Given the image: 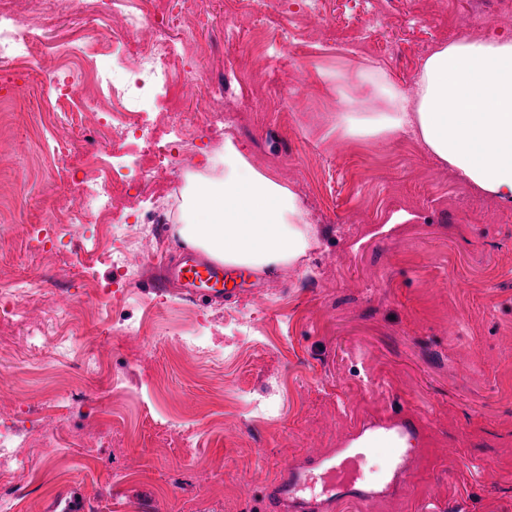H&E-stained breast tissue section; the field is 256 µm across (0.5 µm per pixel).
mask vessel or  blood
<instances>
[{
    "label": "vessel or blood",
    "mask_w": 512,
    "mask_h": 512,
    "mask_svg": "<svg viewBox=\"0 0 512 512\" xmlns=\"http://www.w3.org/2000/svg\"><path fill=\"white\" fill-rule=\"evenodd\" d=\"M222 265L193 251L185 252L178 262L161 264L155 283L159 288L177 285L189 299L208 297L223 299ZM365 451L361 448H341L337 452L308 455L303 463L289 466L267 485L264 500L273 504L276 512H325L337 494L370 500L380 493L401 489L408 467V451L387 449V468L373 481H365L359 467Z\"/></svg>",
    "instance_id": "b4317fda"
}]
</instances>
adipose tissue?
I'll list each match as a JSON object with an SVG mask.
<instances>
[{
    "instance_id": "obj_1",
    "label": "adipose tissue",
    "mask_w": 512,
    "mask_h": 512,
    "mask_svg": "<svg viewBox=\"0 0 512 512\" xmlns=\"http://www.w3.org/2000/svg\"><path fill=\"white\" fill-rule=\"evenodd\" d=\"M415 80L411 100L383 72H360L363 95L337 115V138L382 144L412 136L476 190L512 206V38L439 47ZM199 163L206 175L185 191L176 229L183 242L226 266L269 275L309 257L321 230L288 185L257 170L229 138Z\"/></svg>"
}]
</instances>
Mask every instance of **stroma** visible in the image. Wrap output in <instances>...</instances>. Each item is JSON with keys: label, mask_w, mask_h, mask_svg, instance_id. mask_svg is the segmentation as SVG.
Segmentation results:
<instances>
[{"label": "stroma", "mask_w": 512, "mask_h": 512, "mask_svg": "<svg viewBox=\"0 0 512 512\" xmlns=\"http://www.w3.org/2000/svg\"><path fill=\"white\" fill-rule=\"evenodd\" d=\"M225 0H156V20L200 52L195 79L174 85L186 112L234 110L225 133L173 130L166 176L189 182L223 135L277 175L326 230L310 261L247 276L232 301L207 305L149 283L185 246L152 224L155 180L135 158L139 229L131 275L98 266V287L74 276L95 233L59 225L46 254L35 230L82 207L88 145L112 151L99 103L50 84L87 77L51 54L0 62V286L43 280L54 292L0 296L20 308L0 325V418L34 428L32 469L15 472L14 512H265L263 490L285 466L331 451L362 429L412 415L423 436L400 493L334 512H512V207L477 192L420 143L343 142L330 135L343 77L378 67L405 95L433 49L479 31L512 36V0H276L284 19ZM236 67L241 83L216 85ZM407 219L393 224L394 215ZM154 316L137 336L108 337L111 312ZM42 346H29L31 332ZM192 333L223 354L172 344ZM68 352H59V341ZM103 403L63 427L36 407L60 391Z\"/></svg>", "instance_id": "35a3bbf8"}]
</instances>
